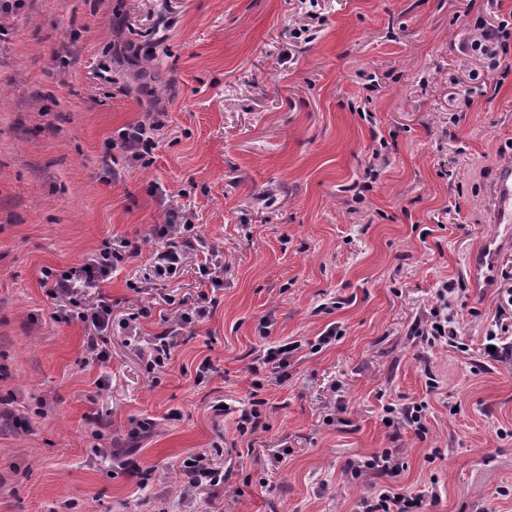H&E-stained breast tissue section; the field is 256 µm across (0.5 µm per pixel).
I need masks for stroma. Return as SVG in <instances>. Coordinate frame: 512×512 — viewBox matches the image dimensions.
Instances as JSON below:
<instances>
[{
	"label": "stroma",
	"mask_w": 512,
	"mask_h": 512,
	"mask_svg": "<svg viewBox=\"0 0 512 512\" xmlns=\"http://www.w3.org/2000/svg\"><path fill=\"white\" fill-rule=\"evenodd\" d=\"M484 2L313 0L306 15L299 0H22L0 14V512H353L378 480L345 469L384 448L407 463L394 486L437 477L431 512H512V352H484L495 325L512 329L499 288L512 242L491 286L469 263L502 234L485 184L512 165V75L470 47L471 26L495 22ZM119 12L158 41L172 89L153 163L115 177L104 161L122 158L121 131L148 110L133 71L111 62ZM364 72L379 90H363ZM177 192L201 238L192 268L138 293ZM106 240L131 257L102 285L113 324L99 363L83 322L54 320L40 271ZM202 265L221 267L219 285ZM447 280L460 344L431 347L413 328ZM201 292L207 317L150 372L146 338L172 301ZM141 306L152 315L135 339L120 324ZM332 326L341 338L312 350ZM285 338L301 348L257 392L263 428L241 434L250 366ZM206 360L217 371L201 382ZM411 402L428 405L426 439L382 421ZM144 418L154 429L131 439ZM113 446L121 455L103 457ZM203 450L219 451L224 481L189 501L179 466Z\"/></svg>",
	"instance_id": "obj_1"
}]
</instances>
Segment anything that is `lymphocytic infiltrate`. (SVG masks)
Returning a JSON list of instances; mask_svg holds the SVG:
<instances>
[{
  "label": "lymphocytic infiltrate",
  "instance_id": "lymphocytic-infiltrate-1",
  "mask_svg": "<svg viewBox=\"0 0 512 512\" xmlns=\"http://www.w3.org/2000/svg\"><path fill=\"white\" fill-rule=\"evenodd\" d=\"M471 49L495 67L511 59L512 19L502 17L492 28H476L471 37ZM167 126V113L159 110L147 113L145 120L124 129L121 139L127 164L149 165L157 146L156 139ZM166 214L167 221L156 226V235L161 238H180L183 245L179 248L163 245L154 250L151 271L139 287L143 293L152 290L156 282L169 281L184 273L188 266V249L197 238L191 214L186 212L184 205L177 199L167 200ZM128 256L129 252L124 245L107 240L84 264L59 272L49 267L41 271L42 283L57 302L54 319L67 323L76 318L93 327V334L85 339V355L89 361L105 362L110 358L105 332L112 321V305L100 295L98 288L100 283L111 278L113 271L125 263ZM452 290L451 284H442L436 294L437 300L430 307L423 324L414 329L415 335L420 336L427 345H453L457 342L458 328L448 315V295ZM207 313L206 305L200 300L183 301L181 308L167 318L165 328L148 339V370L165 369L171 351L184 330L204 320ZM405 468L401 452L395 448H385L350 461L346 473L354 480L370 473L394 477L400 475ZM182 480L183 496L193 497L207 494L212 487L218 486L223 480V474L214 454L204 452L193 455L191 462L183 463ZM437 499L438 495L431 487L412 494L391 486H382L361 497L356 512H423L427 504Z\"/></svg>",
  "mask_w": 512,
  "mask_h": 512
}]
</instances>
